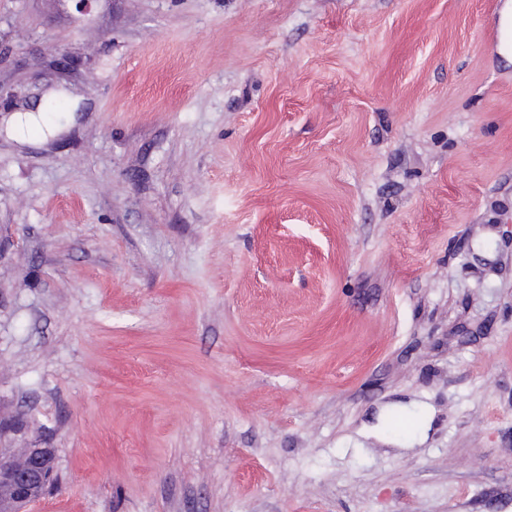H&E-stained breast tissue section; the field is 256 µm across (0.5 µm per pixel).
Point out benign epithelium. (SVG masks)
I'll use <instances>...</instances> for the list:
<instances>
[{"mask_svg":"<svg viewBox=\"0 0 512 512\" xmlns=\"http://www.w3.org/2000/svg\"><path fill=\"white\" fill-rule=\"evenodd\" d=\"M55 481V449L21 448L0 453V512H27Z\"/></svg>","mask_w":512,"mask_h":512,"instance_id":"obj_1","label":"benign epithelium"}]
</instances>
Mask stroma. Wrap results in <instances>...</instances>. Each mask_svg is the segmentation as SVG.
Wrapping results in <instances>:
<instances>
[{
    "label": "stroma",
    "mask_w": 512,
    "mask_h": 512,
    "mask_svg": "<svg viewBox=\"0 0 512 512\" xmlns=\"http://www.w3.org/2000/svg\"><path fill=\"white\" fill-rule=\"evenodd\" d=\"M502 3L0 0L29 512H512ZM42 116L36 115L31 112L19 113L9 118L8 123L11 124L13 133L21 137V141H25L26 137H30L33 134H39L45 136L42 127ZM37 129L38 132L33 131Z\"/></svg>",
    "instance_id": "35a3bbf8"
}]
</instances>
